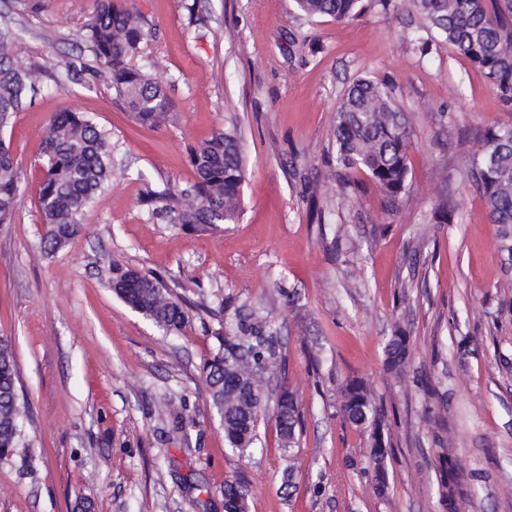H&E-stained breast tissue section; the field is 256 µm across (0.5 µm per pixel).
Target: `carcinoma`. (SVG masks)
<instances>
[{"label": "carcinoma", "mask_w": 512, "mask_h": 512, "mask_svg": "<svg viewBox=\"0 0 512 512\" xmlns=\"http://www.w3.org/2000/svg\"><path fill=\"white\" fill-rule=\"evenodd\" d=\"M423 19V28L437 42L451 46L468 59L501 103L512 110V0H409ZM295 8L309 17L338 20L357 17L363 0H294ZM146 22L134 10L97 0L94 15L84 26L89 50L102 65L103 77L121 107L139 124L159 128L170 122L175 103L154 80L146 66L131 64L140 44L148 38ZM17 34L8 23L0 24V131L32 102L47 63L34 66L13 53ZM411 130L407 115L396 104L386 82L359 77L346 91L335 115L336 171L352 185L351 176L369 177L390 206L405 193L410 174ZM480 149L469 160L467 177L484 198L492 223L499 226V250L512 258V124L489 128L479 134ZM194 178L160 191L149 190L143 202L152 206L150 216L187 224L208 232L222 224L237 223L246 179L243 148L237 128L215 132L188 148ZM42 179L38 208L46 231L43 247L53 252L78 235L84 217L97 194L112 179V146L108 134L85 113L65 109L54 113L46 128L41 154ZM22 168L9 144L0 139V224L13 221L20 196ZM111 288L129 308L165 333H179L191 321L186 303L158 275L142 273L112 262ZM224 335L203 364L212 378L207 389L210 406L224 426V440L231 451L244 455L259 441L258 424L264 415L263 399L273 369L286 365V356L262 346L278 342L270 316L252 308L224 304ZM409 359L408 338L399 333L385 345V367L402 372ZM341 410L353 425L375 429L384 414L370 390L351 380L342 389ZM26 402L19 391L14 353L0 338V460L25 446ZM301 414L296 400L275 397V426L283 452L293 447ZM390 449L378 435L367 466L374 491L388 490L386 457ZM439 490L447 512H456L464 490L456 479L448 449L438 454ZM224 512H237L247 497L239 481L224 483Z\"/></svg>", "instance_id": "1"}]
</instances>
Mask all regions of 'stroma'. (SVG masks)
Segmentation results:
<instances>
[{
	"instance_id": "1",
	"label": "stroma",
	"mask_w": 512,
	"mask_h": 512,
	"mask_svg": "<svg viewBox=\"0 0 512 512\" xmlns=\"http://www.w3.org/2000/svg\"><path fill=\"white\" fill-rule=\"evenodd\" d=\"M121 3L151 28L135 63L176 106L158 129L116 104L83 44L94 0H0L14 52L70 73L45 75L0 131L23 169L15 218L0 226V336L13 344L33 441L0 461V512H224L220 489L233 479L248 512H444L442 448L466 492L459 512H512V261L466 178L476 133L512 123V111L450 46L421 52L420 19L405 6L337 21L293 0ZM360 76L393 85L413 131L392 210L367 177L355 189L336 177L335 111ZM66 108L109 132L112 185L82 232L48 253L39 156L49 118ZM234 124L246 159L238 222L200 233L150 218L142 189L192 180L188 147ZM445 197L454 220L438 224ZM114 260L163 276L207 312L164 335L112 291ZM228 297L271 313L285 342L278 380L302 413L290 453L269 412L261 448L232 455L208 405L202 365ZM398 329L410 363L395 375L384 346ZM352 379L386 414L383 498L362 473L368 436L341 413Z\"/></svg>"
}]
</instances>
